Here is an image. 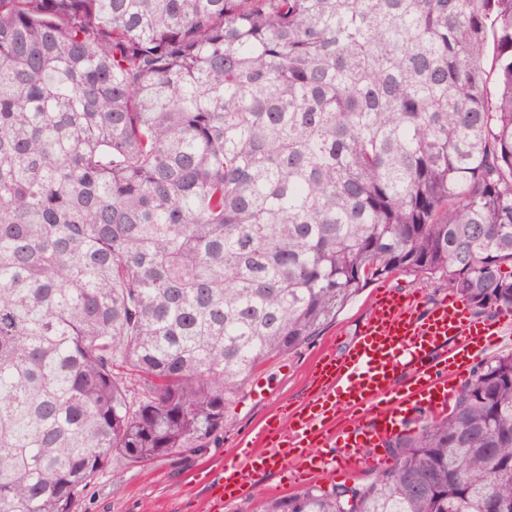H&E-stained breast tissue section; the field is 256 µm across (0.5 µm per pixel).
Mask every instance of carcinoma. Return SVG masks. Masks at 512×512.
Wrapping results in <instances>:
<instances>
[{
	"mask_svg": "<svg viewBox=\"0 0 512 512\" xmlns=\"http://www.w3.org/2000/svg\"><path fill=\"white\" fill-rule=\"evenodd\" d=\"M505 265L512 0H0V512L208 447L395 272L512 311ZM384 448L261 512H512V353Z\"/></svg>",
	"mask_w": 512,
	"mask_h": 512,
	"instance_id": "cac0c4a2",
	"label": "carcinoma"
}]
</instances>
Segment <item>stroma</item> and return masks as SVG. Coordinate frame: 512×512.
<instances>
[{"label":"stroma","instance_id":"obj_1","mask_svg":"<svg viewBox=\"0 0 512 512\" xmlns=\"http://www.w3.org/2000/svg\"><path fill=\"white\" fill-rule=\"evenodd\" d=\"M371 294V289H364L320 336L267 361L258 371L270 385L266 398L251 399L245 387L230 394L224 405V430L208 448L146 463L113 456L84 491L80 512H204L206 489L194 482V473L218 468L238 449L256 444L267 418L284 406L300 405L310 395L308 373L314 358L323 348L353 336L368 314ZM292 493L287 473L274 471L260 476L250 495L225 501L223 512H259L263 501Z\"/></svg>","mask_w":512,"mask_h":512}]
</instances>
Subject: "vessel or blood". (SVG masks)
Instances as JSON below:
<instances>
[{"instance_id":"vessel-or-blood-1","label":"vessel or blood","mask_w":512,"mask_h":512,"mask_svg":"<svg viewBox=\"0 0 512 512\" xmlns=\"http://www.w3.org/2000/svg\"><path fill=\"white\" fill-rule=\"evenodd\" d=\"M353 340L326 348L313 362L314 392L282 410L217 472H202L207 512H223L225 499L253 492L255 475L289 471L300 485L313 475L341 476L377 463L382 441L402 432L410 411L447 413L456 381L471 362L512 328L491 327L456 298H442L421 313L414 295L376 291Z\"/></svg>"}]
</instances>
